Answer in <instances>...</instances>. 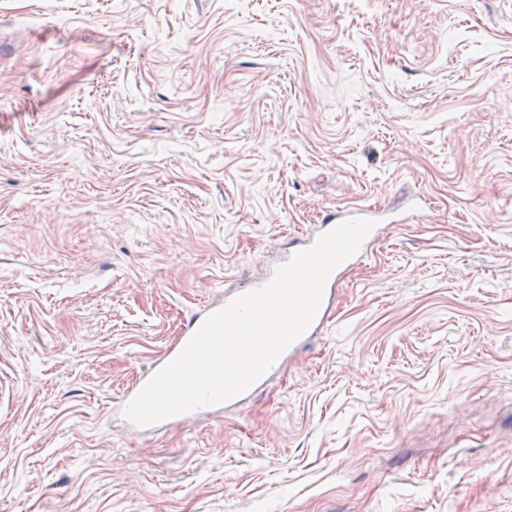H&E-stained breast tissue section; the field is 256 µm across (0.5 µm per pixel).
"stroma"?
Here are the masks:
<instances>
[{"label":"stroma","instance_id":"35a3bbf8","mask_svg":"<svg viewBox=\"0 0 512 512\" xmlns=\"http://www.w3.org/2000/svg\"><path fill=\"white\" fill-rule=\"evenodd\" d=\"M416 196L253 394L125 427L193 312ZM0 512H512V0H0ZM351 218H367L366 213L363 211H351V212H345V213H332L327 217L326 224H321L319 231L309 238L307 244L294 252L291 257H289L288 261L298 252L305 250L312 246L314 242L317 240V238L322 235L325 232H328L329 230L333 229L340 223L351 219ZM375 232H376V226L372 229V231L369 233L367 238L364 240V242L362 243L359 251L354 256H352L351 258L347 259L342 264H340L333 271V273L331 274V276L329 277V279H328V281L326 283L324 298H323L322 304H321V306L319 308V311H318V313L316 315V318H315L314 322L312 323V325L308 328V330L300 338H298L293 344H291L283 352V354L278 358L276 363L271 367V369L268 372H266L263 376H261L258 380H256L245 392H243L240 395L232 398L231 400L227 401L226 403H223V404L217 405V406H210V407L201 408V409L189 412V413H185V414H182V415H179V416H176V417L164 420V421L159 422V423H157L155 425H158V424L186 425V424H189L192 420H194L199 415L206 414V413L212 412L214 410L221 409L223 407H228V406L235 405L245 395H248V394L252 393L255 389H257L265 381V379L267 378V376L270 373L275 372V371L279 370L280 368H282L284 366V364L288 361V358H290L293 355H295L298 352V350L300 349V347L308 340V338L310 336L314 335L317 331H319L321 328H323L324 324L328 320V312H329L330 300H331V298L333 296V291H334V289L332 287H333V285L336 282L339 269L343 266V264H345L347 262H351L353 260H360V261H367V260H369V258L371 257L372 253L368 249L367 242H368V239Z\"/></svg>","mask_w":512,"mask_h":512}]
</instances>
